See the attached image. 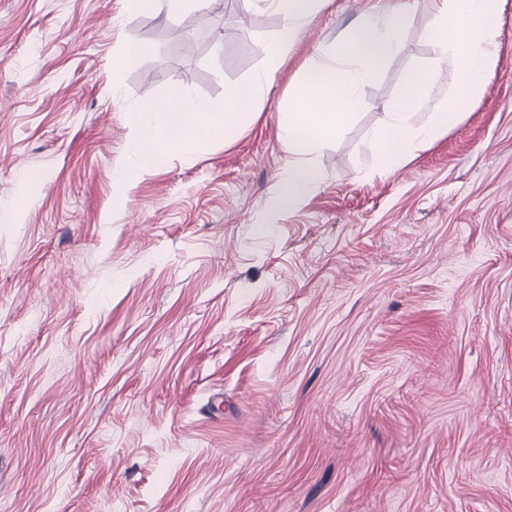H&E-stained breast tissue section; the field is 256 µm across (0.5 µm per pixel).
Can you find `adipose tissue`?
Returning <instances> with one entry per match:
<instances>
[{
	"label": "adipose tissue",
	"instance_id": "1",
	"mask_svg": "<svg viewBox=\"0 0 512 512\" xmlns=\"http://www.w3.org/2000/svg\"><path fill=\"white\" fill-rule=\"evenodd\" d=\"M269 3L282 18V26L268 46L269 57L275 62L294 45L325 0ZM501 10V0H441L427 36L437 47L439 63L455 71L464 94L448 96L433 111H423L428 75L420 69L408 70L389 121L371 135L377 171L387 173L402 166L458 123L463 98L482 96L494 76ZM403 12L399 6L384 17L362 19L337 45L335 53L315 61L301 80L282 127L281 143L288 159L274 186L273 209H294L320 188L322 181L314 160L325 142L339 136L362 106V86L398 49ZM271 79V69L258 70L251 91L227 90L220 107L178 91L146 104L156 124L136 139L134 150L140 165L116 176L118 188H126L162 167L171 151H192L199 142V133L227 142L235 139L257 116L252 91L263 90Z\"/></svg>",
	"mask_w": 512,
	"mask_h": 512
}]
</instances>
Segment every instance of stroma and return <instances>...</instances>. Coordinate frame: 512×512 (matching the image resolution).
I'll return each instance as SVG.
<instances>
[{"mask_svg": "<svg viewBox=\"0 0 512 512\" xmlns=\"http://www.w3.org/2000/svg\"><path fill=\"white\" fill-rule=\"evenodd\" d=\"M394 4L332 0L250 128L120 190L129 114L249 90L280 16L0 0V512H512V0L483 97L378 175L403 73L427 112L459 88L420 0L321 190L264 221L303 71ZM153 51V47L144 42H127L121 45L117 52L113 69H127L138 64L145 56Z\"/></svg>", "mask_w": 512, "mask_h": 512, "instance_id": "1", "label": "stroma"}]
</instances>
